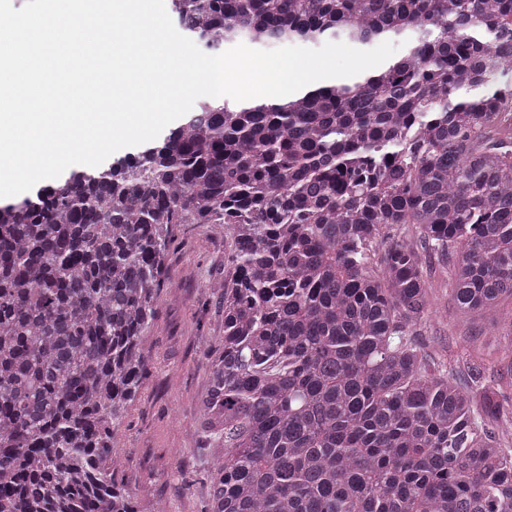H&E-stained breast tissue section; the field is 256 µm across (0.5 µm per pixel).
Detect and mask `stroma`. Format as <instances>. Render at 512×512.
<instances>
[{
	"label": "stroma",
	"mask_w": 512,
	"mask_h": 512,
	"mask_svg": "<svg viewBox=\"0 0 512 512\" xmlns=\"http://www.w3.org/2000/svg\"><path fill=\"white\" fill-rule=\"evenodd\" d=\"M229 231L180 224L167 255V276L146 333L149 365L116 427L117 476L138 512L163 502L166 512H206L211 438L197 425L198 403L224 339V283L233 277ZM432 316L417 342L432 359L447 360L456 381L481 368L487 381L512 395V362L487 326L462 314L451 293L450 266L432 259Z\"/></svg>",
	"instance_id": "obj_1"
}]
</instances>
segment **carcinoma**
<instances>
[{"mask_svg": "<svg viewBox=\"0 0 512 512\" xmlns=\"http://www.w3.org/2000/svg\"><path fill=\"white\" fill-rule=\"evenodd\" d=\"M203 51L411 37L281 104L201 98L160 141L0 203V512H137L116 423L177 224L233 231L200 403L208 512H512V403L415 336L427 256L488 328L512 297V0H172ZM415 229L424 251L392 232ZM385 245L381 256L375 246Z\"/></svg>", "mask_w": 512, "mask_h": 512, "instance_id": "cac0c4a2", "label": "carcinoma"}]
</instances>
